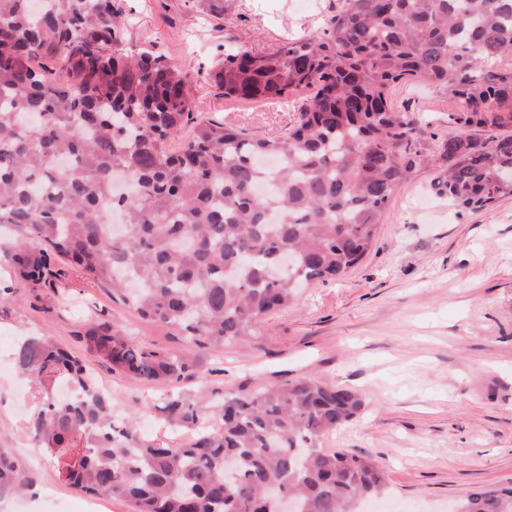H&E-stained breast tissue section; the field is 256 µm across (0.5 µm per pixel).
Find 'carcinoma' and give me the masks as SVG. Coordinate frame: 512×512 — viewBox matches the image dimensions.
Instances as JSON below:
<instances>
[{
    "mask_svg": "<svg viewBox=\"0 0 512 512\" xmlns=\"http://www.w3.org/2000/svg\"><path fill=\"white\" fill-rule=\"evenodd\" d=\"M126 32L112 0H0V252L27 286L76 270L200 350H262L267 316L292 305L300 285L354 268L396 189L421 168L464 209L512 196V134H439L388 104L393 85L420 77L461 103L454 123L512 128V67L496 65L512 55V0H345L312 36L270 53L224 51L215 81L227 98L313 90L288 133L262 138L201 116L194 76L161 55L124 53ZM82 342L142 381L192 374L109 319ZM15 364L44 394L34 440L71 458L68 477L85 494L127 499L137 512H277L267 496L277 485L295 512H353L385 493L371 455L321 447L362 408L350 387L300 377L227 391L217 426L170 397L163 411L191 435L169 446L139 439L132 421L112 426L82 357L30 337ZM58 378L73 386L66 401L49 396ZM7 486L23 483L0 456ZM455 512H512V486L473 492Z\"/></svg>",
    "mask_w": 512,
    "mask_h": 512,
    "instance_id": "1",
    "label": "carcinoma"
}]
</instances>
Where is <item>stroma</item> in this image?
Returning <instances> with one entry per match:
<instances>
[{
    "instance_id": "obj_1",
    "label": "stroma",
    "mask_w": 512,
    "mask_h": 512,
    "mask_svg": "<svg viewBox=\"0 0 512 512\" xmlns=\"http://www.w3.org/2000/svg\"><path fill=\"white\" fill-rule=\"evenodd\" d=\"M123 9V49H150L196 72L189 93L204 116L264 137L285 130L292 103L224 97L211 74L226 47L271 51L319 32L343 0H114ZM396 110L447 130L461 104L440 86L407 80L392 89ZM423 169L401 184L377 226L371 251L342 280L299 289L269 317L265 350L206 352L142 321L107 287L69 274L51 288L17 286L0 261V455L28 483L0 494V512H133L120 498H91L70 483L67 458L39 448L30 422L40 393L18 375L21 337L45 336L82 352L95 319L121 325L136 341L174 352L194 369L178 383H148L87 364L112 402L115 423L135 421L146 440L184 442L168 421L166 397L191 403L217 423L228 390L254 391L321 376L356 389L364 406L328 436L327 448L370 453L385 469V500L396 512H448L469 492L512 485V197L489 211L454 207Z\"/></svg>"
}]
</instances>
